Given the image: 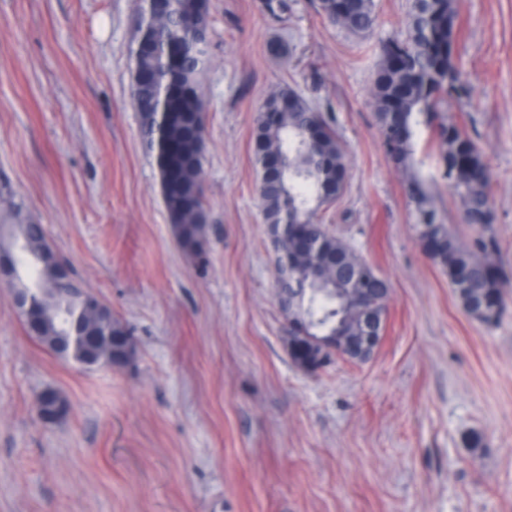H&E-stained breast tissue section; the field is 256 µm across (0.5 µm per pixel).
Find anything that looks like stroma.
Segmentation results:
<instances>
[{
  "label": "stroma",
  "mask_w": 512,
  "mask_h": 512,
  "mask_svg": "<svg viewBox=\"0 0 512 512\" xmlns=\"http://www.w3.org/2000/svg\"><path fill=\"white\" fill-rule=\"evenodd\" d=\"M210 0L201 74L204 238L173 231L132 100L139 0H0V224L42 225L75 280L128 326L123 367L60 359L0 285V512H512V294L494 326L469 316L423 252L405 175L371 101L379 47L408 0H375L354 35L317 0ZM464 123L491 172L492 229L512 279V0H457ZM332 108L344 193L327 230L390 288L362 364L309 374L258 196L254 135L267 95ZM428 208L473 233L430 131L414 151ZM50 388L69 411L42 422ZM482 433L484 445L464 438Z\"/></svg>",
  "instance_id": "obj_1"
}]
</instances>
